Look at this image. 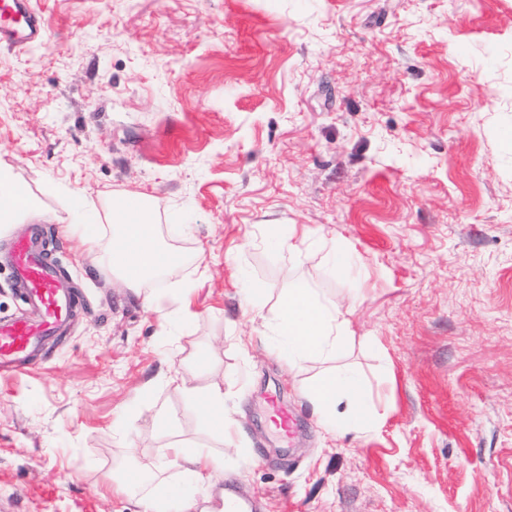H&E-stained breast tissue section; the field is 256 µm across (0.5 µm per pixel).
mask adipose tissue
I'll use <instances>...</instances> for the list:
<instances>
[{
  "label": "adipose tissue",
  "instance_id": "1",
  "mask_svg": "<svg viewBox=\"0 0 512 512\" xmlns=\"http://www.w3.org/2000/svg\"><path fill=\"white\" fill-rule=\"evenodd\" d=\"M112 230L113 245L105 253L112 275L126 286H139L162 271L181 262L173 249L157 239V226L147 198L131 196L113 206L107 224L86 223L81 235L89 249H96L105 230ZM349 320L337 303L321 299L314 289L297 286L286 292L272 330L290 364L309 360H333L346 345ZM182 389L199 408L212 436L233 438L237 425L232 412L224 405V390L219 384L207 389L194 386L182 378ZM316 414L332 437L350 432L375 429L379 418L372 413L363 391L362 381L349 369L326 373L306 388ZM223 458L201 448L172 444L161 463L162 468H177L179 481L148 486L142 470L130 468L118 479L121 491L138 495L144 512H193V498L186 491L185 480L202 482L207 472L223 466Z\"/></svg>",
  "mask_w": 512,
  "mask_h": 512
}]
</instances>
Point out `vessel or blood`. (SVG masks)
<instances>
[{"instance_id":"b4317fda","label":"vessel or blood","mask_w":512,"mask_h":512,"mask_svg":"<svg viewBox=\"0 0 512 512\" xmlns=\"http://www.w3.org/2000/svg\"><path fill=\"white\" fill-rule=\"evenodd\" d=\"M47 21L32 0H0V46L27 47L43 43ZM15 285L38 321H0V369L18 368L46 338L61 332L76 298L56 268L45 258L37 238L13 244Z\"/></svg>"}]
</instances>
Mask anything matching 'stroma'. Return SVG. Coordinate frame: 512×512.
<instances>
[{"instance_id": "35a3bbf8", "label": "stroma", "mask_w": 512, "mask_h": 512, "mask_svg": "<svg viewBox=\"0 0 512 512\" xmlns=\"http://www.w3.org/2000/svg\"><path fill=\"white\" fill-rule=\"evenodd\" d=\"M37 6L45 41L0 47V170L41 209L0 231V320L22 311L3 252L34 230L79 303L0 374V512H142L115 470L164 455L162 416L255 512H512V0ZM133 195L186 256L128 288L72 225ZM292 228L298 256L276 244ZM298 285L350 308L342 358L277 349ZM336 367L376 429L325 434L301 384ZM192 368L223 386L233 442L170 383Z\"/></svg>"}]
</instances>
